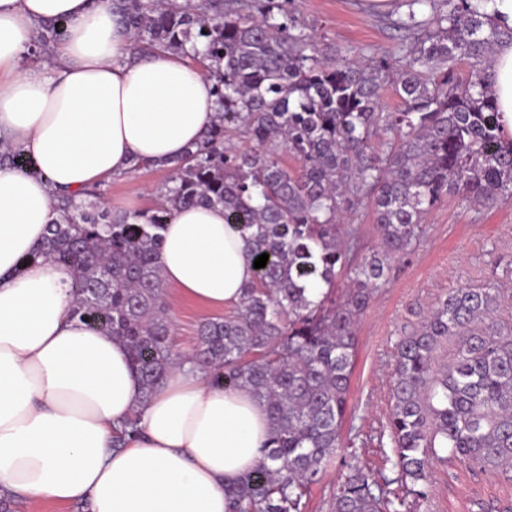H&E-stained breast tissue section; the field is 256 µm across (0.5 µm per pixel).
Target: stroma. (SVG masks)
I'll return each instance as SVG.
<instances>
[{"mask_svg":"<svg viewBox=\"0 0 512 512\" xmlns=\"http://www.w3.org/2000/svg\"><path fill=\"white\" fill-rule=\"evenodd\" d=\"M294 8L336 47L387 51L395 43L386 25L394 10L392 0H295ZM166 177L165 170L153 169L113 180L107 208L118 214L150 209L152 191ZM461 286L501 288L500 312L512 316V204L486 210L446 201L426 216L420 240L395 262L387 284L376 289L357 330L343 446L338 460L313 486L306 512H334L336 485L350 463L370 469L377 479L390 480L391 491L405 499L407 512H471L477 498L512 505V471L491 477L437 459L431 465L428 496L422 500L397 483L390 462L393 444L387 418L395 345L421 324L440 297ZM170 315L176 326L174 343L185 353L194 348L198 325L217 317L218 311L184 299L172 304Z\"/></svg>","mask_w":512,"mask_h":512,"instance_id":"35a3bbf8","label":"stroma"}]
</instances>
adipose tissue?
<instances>
[{"label": "adipose tissue", "instance_id": "obj_1", "mask_svg": "<svg viewBox=\"0 0 512 512\" xmlns=\"http://www.w3.org/2000/svg\"><path fill=\"white\" fill-rule=\"evenodd\" d=\"M65 35L51 72L21 69L41 24ZM512 133V43L490 72ZM213 81L182 55L132 54L110 0H0V144L32 163L0 166V494L90 512H227L224 488L263 460L265 406L212 386L186 362L149 402L127 347L71 316V274L31 260L56 214L52 196L163 165L214 117ZM160 264L177 297L235 306L255 270L219 207L186 208L163 231ZM138 417L121 447L113 431Z\"/></svg>", "mask_w": 512, "mask_h": 512}]
</instances>
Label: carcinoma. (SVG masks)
Instances as JSON below:
<instances>
[{"mask_svg":"<svg viewBox=\"0 0 512 512\" xmlns=\"http://www.w3.org/2000/svg\"><path fill=\"white\" fill-rule=\"evenodd\" d=\"M493 2L400 0L388 21L396 51L348 56L300 21L294 0H112L134 54L169 50L209 72L214 120L167 165L150 210L112 216L89 203L108 182L55 197L60 219L34 257L70 271L71 315L128 347L143 398L190 360L211 384L265 404L263 461L224 488L230 512H303L341 447L359 321L426 215L450 197L484 209L512 202V138L487 82L512 26L491 14ZM63 29L42 24L25 62L54 67ZM388 89L394 109L383 104ZM5 163L30 169L6 146ZM364 205L377 244L361 255L354 215ZM192 206L224 208L251 259L269 258L230 315L199 324L187 357L172 344L159 254L164 225ZM499 309L497 288H454L396 344L392 465L417 498L440 448L485 473L512 467V321ZM404 506L358 465L334 498V512Z\"/></svg>","mask_w":512,"mask_h":512,"instance_id":"1","label":"carcinoma"}]
</instances>
